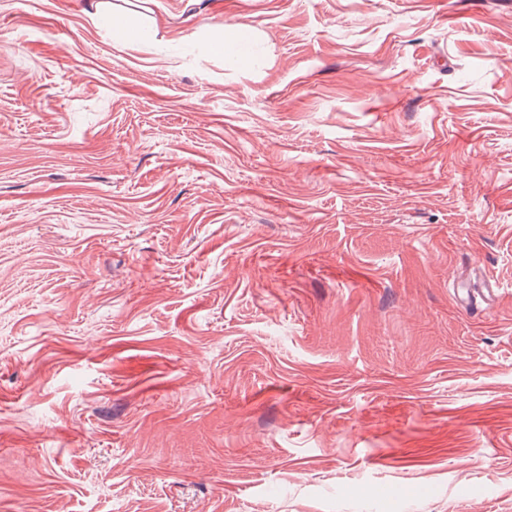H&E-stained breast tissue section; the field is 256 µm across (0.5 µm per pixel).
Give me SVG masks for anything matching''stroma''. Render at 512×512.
Here are the masks:
<instances>
[{
    "mask_svg": "<svg viewBox=\"0 0 512 512\" xmlns=\"http://www.w3.org/2000/svg\"><path fill=\"white\" fill-rule=\"evenodd\" d=\"M111 2L0 0V512H512V0ZM93 16L97 22L110 26L113 34L118 39L129 42L135 38L137 30L136 22L133 20L115 18L106 10L103 0H98L96 3ZM235 29V36L231 41H224L223 39H215L213 43V49L215 50V44L221 52H218L222 55L224 54H237L243 53L248 46L249 39V29L246 25H236L233 27Z\"/></svg>",
    "mask_w": 512,
    "mask_h": 512,
    "instance_id": "obj_1",
    "label": "stroma"
}]
</instances>
